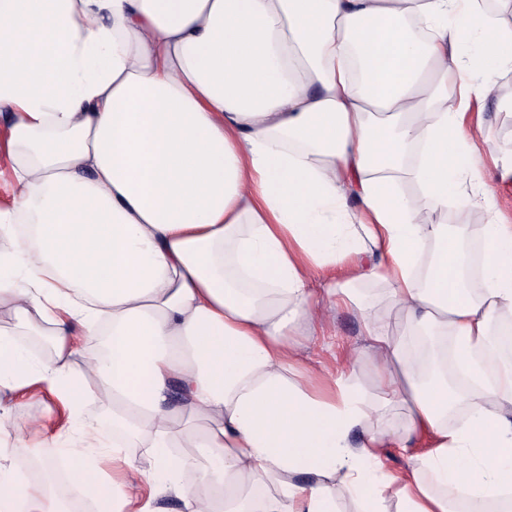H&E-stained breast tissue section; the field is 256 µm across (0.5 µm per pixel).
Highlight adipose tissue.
I'll use <instances>...</instances> for the list:
<instances>
[{"label": "adipose tissue", "instance_id": "1", "mask_svg": "<svg viewBox=\"0 0 512 512\" xmlns=\"http://www.w3.org/2000/svg\"><path fill=\"white\" fill-rule=\"evenodd\" d=\"M511 65L480 0H0V434L38 392L70 416L105 394L111 437L87 419L67 454L108 512H512V224L474 266L431 220L471 204L473 79ZM340 304L365 344L319 377L288 335ZM19 453L0 441V512H64ZM5 120L0 116V210H13L18 203L19 188L13 179L11 162L3 149ZM430 444V437L423 436L418 440L415 446L416 448H409L407 452H403L400 448H386L382 459L383 464L385 468L389 470H403L408 467L410 463L409 456L411 454L426 451L430 447Z\"/></svg>", "mask_w": 512, "mask_h": 512}]
</instances>
